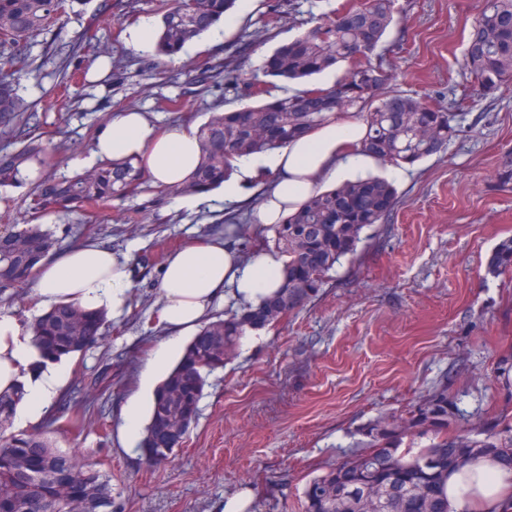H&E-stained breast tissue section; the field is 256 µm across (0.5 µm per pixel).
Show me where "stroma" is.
Segmentation results:
<instances>
[{
  "label": "stroma",
  "mask_w": 512,
  "mask_h": 512,
  "mask_svg": "<svg viewBox=\"0 0 512 512\" xmlns=\"http://www.w3.org/2000/svg\"><path fill=\"white\" fill-rule=\"evenodd\" d=\"M276 2L256 0L235 27L216 24L170 62L125 38L142 17L160 20V0H76L33 56L95 29L99 54L78 52L70 67L86 72L100 57L112 67L70 101L57 95L52 68L40 80L21 79L19 93L38 116V134L62 146L47 171L76 175L72 158L90 154L96 130L115 111L146 113L160 128H197L236 106L225 85L199 93L196 68L224 57L243 33L261 30ZM294 2L296 13H281L274 37L242 52L241 73L256 72L278 45L304 33L305 22L332 15L341 0ZM485 2L398 0L396 21L372 63L392 70L394 89L451 99L470 84L463 55ZM164 97L178 99L179 112L160 111ZM459 123L444 153L402 168L394 209L366 229L356 255L330 271L319 297L258 331L256 343H238L209 375L196 423L171 461L154 468L141 463L121 425L123 407L164 338L160 266L173 249L208 235L215 215L230 205L209 192L199 207L181 208L179 191L152 184L89 210L44 215L57 251L90 221L91 241L129 256L133 271L128 311L110 318L97 344L67 360L70 372L88 375L105 363L118 365L122 392L105 415L50 433L51 445L109 473L123 512H221L225 498L245 487L252 491L248 512H304L306 482L358 452L365 425L405 414L439 383L459 393L467 414L511 408L494 367L512 350V278L488 277L485 267L496 244L512 237V183L500 178L512 166V82L476 94ZM31 190L28 177L0 187V224L28 222Z\"/></svg>",
  "instance_id": "35a3bbf8"
}]
</instances>
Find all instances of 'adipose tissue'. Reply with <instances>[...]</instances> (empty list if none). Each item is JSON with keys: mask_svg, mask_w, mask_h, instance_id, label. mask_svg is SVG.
<instances>
[{"mask_svg": "<svg viewBox=\"0 0 512 512\" xmlns=\"http://www.w3.org/2000/svg\"><path fill=\"white\" fill-rule=\"evenodd\" d=\"M365 134L358 120L340 116L314 133L291 141L285 148L239 158L234 176L225 181V201L249 197L260 174L270 183L258 209L265 225L282 223L297 205L332 182L365 169L370 156L360 150ZM201 154L196 132L183 125L157 128L141 112H117L96 132L89 156L75 166L136 156L142 158L151 180L177 188L195 171ZM283 263L275 253L243 257L221 235L189 241L171 252L160 267L159 322L165 338L148 361L142 392L153 390L158 372L196 335L212 306L225 293L250 304L272 295L282 281ZM132 268L127 258L87 241L71 246L40 265L32 285L43 303L69 302L84 309H105L119 315L129 308ZM68 374L66 360L40 361L16 312L0 308V391L23 387L24 397L14 414L15 428L42 421ZM450 512H502L512 497V470L482 459L463 471L449 473L444 484Z\"/></svg>", "mask_w": 512, "mask_h": 512, "instance_id": "obj_1", "label": "adipose tissue"}]
</instances>
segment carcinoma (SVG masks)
<instances>
[{
    "label": "carcinoma",
    "instance_id": "carcinoma-1",
    "mask_svg": "<svg viewBox=\"0 0 512 512\" xmlns=\"http://www.w3.org/2000/svg\"><path fill=\"white\" fill-rule=\"evenodd\" d=\"M234 0H165L155 46L175 56L189 41L209 31L232 8ZM74 0H0V136L6 137L33 116L20 97L16 80L34 76L51 62L61 83L73 80L69 56L49 51L42 62L33 44L49 33ZM396 0L347 2L332 19L316 23L303 35L280 45L262 66V75H236L237 55L245 42L223 58L198 68L195 83L231 81L239 99L253 105L225 110L198 131L202 158L182 190L206 193L224 183L241 156L280 149L294 138L315 132L345 115L367 127L361 151L383 164L414 165L443 153L459 132L455 98H418L391 88V70L371 56L395 20ZM344 76L330 87L310 84L273 94L268 78L310 79L341 65ZM464 70L484 92L512 81V0H488L472 27L464 54ZM54 148L38 135L19 148L0 147V187L20 180L36 164L43 168ZM146 173L135 157L112 160L72 177L46 176L38 182L30 213L38 219L56 208L94 207L135 195ZM258 193L246 207L227 213L224 235L252 249L275 245L281 250L283 279L278 290L258 305H248L226 319L210 322L194 337L176 366L155 391L150 419L139 448L149 467L170 460L196 422L199 401L210 372L224 367L238 341L249 330L269 327L306 307L325 285L327 273L354 254L365 229L379 223L395 205L397 192L387 180L368 176L347 181L305 202L282 224L269 227L273 236L247 232L242 215L262 201ZM0 243V296H18L34 269L55 246L53 235L39 224H8ZM487 272L512 274V238L492 251ZM106 323L103 312L60 303L32 326L33 344L41 357L57 360L80 354L98 342ZM497 379L512 398V353L496 362ZM121 377L105 364L88 381L79 375L56 408L42 420L43 429L0 439V512H122L108 477L74 453L55 450L44 430L59 429L70 415L95 411L103 394ZM20 401L17 393L0 392V432L11 424ZM458 394L440 383L405 416L380 418L362 429L364 451L313 477L304 489L305 512H448L442 481L448 473L479 457H489L512 470V416L499 412L475 425L459 407ZM427 437L416 454L400 452L403 440Z\"/></svg>",
    "mask_w": 512,
    "mask_h": 512
}]
</instances>
